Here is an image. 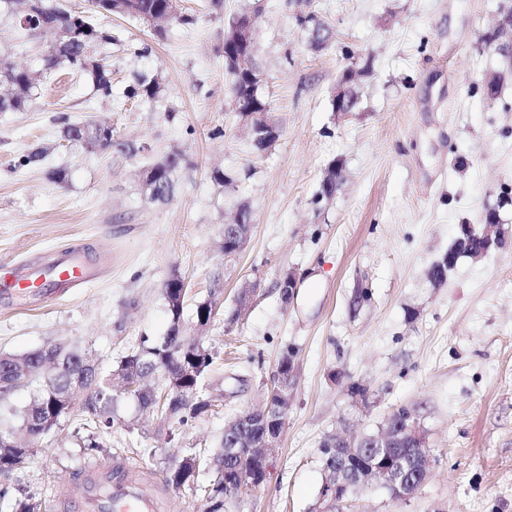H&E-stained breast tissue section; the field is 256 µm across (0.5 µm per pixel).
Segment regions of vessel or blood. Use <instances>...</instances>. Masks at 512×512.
Masks as SVG:
<instances>
[{
	"label": "vessel or blood",
	"instance_id": "1",
	"mask_svg": "<svg viewBox=\"0 0 512 512\" xmlns=\"http://www.w3.org/2000/svg\"><path fill=\"white\" fill-rule=\"evenodd\" d=\"M88 278L81 263L64 258L32 273L12 275L4 290L19 295L41 280L58 286H76L86 283ZM164 496L157 483L120 462L106 469H88L80 483L59 491L58 501L62 512H160Z\"/></svg>",
	"mask_w": 512,
	"mask_h": 512
}]
</instances>
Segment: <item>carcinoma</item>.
<instances>
[{"label":"carcinoma","instance_id":"carcinoma-1","mask_svg":"<svg viewBox=\"0 0 512 512\" xmlns=\"http://www.w3.org/2000/svg\"><path fill=\"white\" fill-rule=\"evenodd\" d=\"M90 11L86 14H75L52 3V0H28L26 13L32 17H40L49 22L62 20L63 25L57 28L58 40L53 46L57 57L48 54L44 58V71L51 72L58 67L59 58L66 59L65 67L74 73L91 76L95 91L103 97L112 94V78L110 73L99 66L88 65L83 53L85 36L92 35L100 42L112 40V33L99 27L95 17L101 14L105 0H90ZM169 8V0H112V13L140 19L142 16L162 15ZM6 84L11 86L12 93L8 97H0V112H18L25 109L35 85L33 73L16 66L11 67V74ZM160 93L157 78L142 76L128 91V95L141 101L152 102ZM62 125L63 136L74 143L106 151L117 146L121 151H128L126 144H114L112 137L98 136L102 126L94 122L74 123L69 117H57ZM181 162L178 156H169L165 160L151 165L156 180L173 185L172 174ZM171 327L167 336L155 340L148 336L140 339L139 347L132 354L125 356L117 367L105 372L99 359L91 352L84 355L67 353L54 344L43 348L19 353L0 355V395L10 394L16 385L13 384L9 368L26 367L31 382L37 384L29 402L19 413L20 427L28 433L29 441L41 439L44 430L52 428L57 421L73 413L82 416L80 427L94 434L99 430L112 428L116 419V407L123 396L119 395L123 381L133 375L134 359L144 356H161L164 353H179L181 361L168 358L165 367L169 376L179 382L186 394L198 391L191 402L180 398L161 400L163 387L156 389L152 408L161 411L164 418L176 419L185 425L207 412L211 401L204 392V379L214 362L212 351L195 339L182 336L180 322L183 309L168 305ZM29 453V449L0 446V473H8L18 465ZM210 465L216 473L213 484L208 489L211 502L207 512H220L224 506V498L236 494L242 487L240 474L250 475L249 482L259 484L264 477L254 476L252 458L243 452L230 468L239 470L234 476L232 485H227L228 474L224 472V461L215 459V454H191L182 459L178 466L167 471L165 482L173 486H184L194 481L196 471L203 465Z\"/></svg>","mask_w":512,"mask_h":512}]
</instances>
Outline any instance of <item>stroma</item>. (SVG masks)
I'll list each match as a JSON object with an SVG mask.
<instances>
[{"label": "stroma", "instance_id": "35a3bbf8", "mask_svg": "<svg viewBox=\"0 0 512 512\" xmlns=\"http://www.w3.org/2000/svg\"><path fill=\"white\" fill-rule=\"evenodd\" d=\"M498 3L179 0L197 22H169L160 37L137 19L101 15L113 35L94 48L111 73L107 98L88 76L44 72L56 34L21 28L16 2L0 9V54L39 76L24 110L0 113V273L75 251L92 275L78 288L0 300V354L63 342L116 367L141 337L167 335L164 285L176 274L188 283L184 335L217 355L207 413L182 425L123 400L96 452L81 448L78 417L61 420L0 475V512L25 497L59 512L56 489L119 460L163 480L184 455L218 447L235 415L265 405L287 349L295 381L279 448L265 480L225 500L224 512H311L323 438L377 432L401 407L434 458L426 482L399 501L379 486L357 491L335 512H512V62L485 41ZM246 10L257 14L254 64L279 130L262 152L232 110L224 69V25ZM308 12L330 29L322 49L297 23ZM348 67L359 103L340 114L331 99ZM140 75L158 78V101L128 98ZM493 77L490 98L483 83ZM62 112L111 125L135 153L70 143L55 121ZM36 147L47 150L42 165L17 167ZM175 152L173 190L151 200L140 172ZM335 163L340 182L321 197ZM243 205L247 244L224 256V224ZM489 210L503 246L460 258L433 283L428 270L461 225ZM288 274L297 288L285 302ZM209 299L215 314L201 330L195 307ZM357 383L368 405L352 394ZM213 480L206 469L166 486L161 512H205Z\"/></svg>", "mask_w": 512, "mask_h": 512}]
</instances>
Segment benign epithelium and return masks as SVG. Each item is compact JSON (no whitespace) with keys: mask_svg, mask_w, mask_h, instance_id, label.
I'll return each mask as SVG.
<instances>
[{"mask_svg":"<svg viewBox=\"0 0 512 512\" xmlns=\"http://www.w3.org/2000/svg\"><path fill=\"white\" fill-rule=\"evenodd\" d=\"M498 31L491 34V40L497 41L499 32L512 30V3L501 0L498 11ZM256 15L247 14L238 18L232 32L224 37V58L237 71L236 81L247 80L255 89L262 85L261 77L254 76L256 67L251 64L257 52L253 39ZM356 89L354 72L344 70L336 92L332 98L334 111L346 114L355 107ZM232 107L248 123V132L252 143L277 136L268 123L266 113L252 111V106L238 94V86H233ZM251 221L250 212L243 211L234 215V220L224 225V255L232 256L245 245L246 240L239 235L240 226ZM502 243L499 215L489 210L480 224L461 225V236L448 248V252L429 269L428 276L436 284L447 280L448 271L454 269L459 257L467 253L474 258L486 255L492 248ZM278 400L258 411L256 431L243 428L244 416L239 415L224 426L226 443L220 452L225 457H233L238 449L246 448L259 461L269 464L274 456L284 430L286 412L293 388V358L278 370ZM416 440L417 448L414 465L390 453L392 448H400L406 439ZM326 447L336 449L340 459L324 470L321 488V500L333 504L340 498V490L348 486L355 490L380 485L392 492L398 499H406L427 480L432 457L427 448L424 434L414 413L404 408L392 414L384 427L370 437H362L356 442L348 441L336 433L329 435Z\"/></svg>","mask_w":512,"mask_h":512,"instance_id":"obj_1","label":"benign epithelium"}]
</instances>
